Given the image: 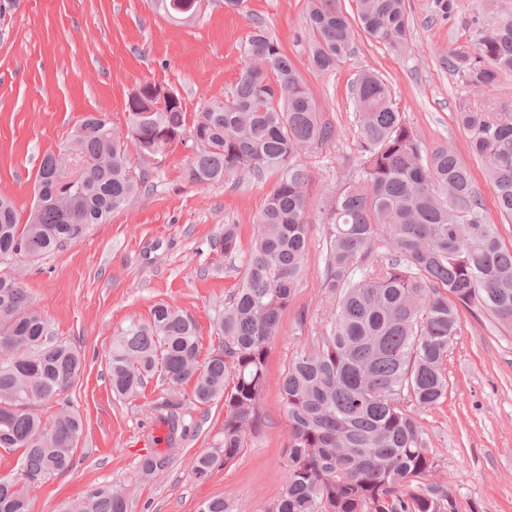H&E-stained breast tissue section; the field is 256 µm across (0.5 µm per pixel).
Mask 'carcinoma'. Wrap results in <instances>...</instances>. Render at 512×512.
I'll use <instances>...</instances> for the list:
<instances>
[{
    "label": "carcinoma",
    "mask_w": 512,
    "mask_h": 512,
    "mask_svg": "<svg viewBox=\"0 0 512 512\" xmlns=\"http://www.w3.org/2000/svg\"><path fill=\"white\" fill-rule=\"evenodd\" d=\"M175 22L195 18L200 0H153ZM309 68L326 74L351 50L356 30L396 52L408 47L405 0H307ZM448 70L482 91L512 75V10L498 11L471 45L448 51ZM357 115L358 180L327 195L325 287L334 313L317 344L288 366L281 396L290 421L281 496L271 512H454L451 484L433 479L421 413L448 396L445 363L460 330V309H476L512 331V248L476 190L471 172L446 147L423 154L421 138L394 103L386 79L363 71L352 88ZM127 131L83 115L58 151L43 158L35 203L20 223L0 195V448L21 451L14 478L0 479V512H29L27 492L68 470L84 432L69 408L44 425L38 411L84 371L81 352L52 334L21 281L25 260L83 238L144 194L129 152L163 156L192 142L187 178L222 183L240 174L276 181L236 287L218 322L220 346L199 363L195 322L158 304L146 323L131 322L112 340V392L130 396L157 375L193 382V398L224 400V424L212 448L193 460L202 480L233 462L260 421L267 351L306 270L307 189L299 157L336 141L281 45L257 25L232 91L187 119L182 98L143 95ZM457 123L469 152L486 169L500 218L512 222V106L484 112L460 105ZM220 251L239 250L234 227ZM384 246L387 252L378 251ZM168 402L170 437L186 430ZM121 491H94L64 512H128Z\"/></svg>",
    "instance_id": "1"
}]
</instances>
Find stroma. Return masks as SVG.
Segmentation results:
<instances>
[{
	"label": "stroma",
	"mask_w": 512,
	"mask_h": 512,
	"mask_svg": "<svg viewBox=\"0 0 512 512\" xmlns=\"http://www.w3.org/2000/svg\"><path fill=\"white\" fill-rule=\"evenodd\" d=\"M407 3L411 40L404 52L361 36L335 70L316 75L308 68L306 0H245L234 11L224 0H202L198 16L186 23L167 20L151 0H0V194L13 198L21 216L33 205L43 156L58 150L85 113L106 114L124 129L129 95L152 82L176 92L194 114L230 90L258 24L288 53L323 119L338 132L333 144L301 157L313 174L307 274L269 345L261 426L238 458L206 479L196 478L192 460L222 426L223 402L199 404L192 383L173 387L157 376L135 395L116 396L108 371L112 338L166 302L194 319L200 355L208 357L220 343L217 321L272 178L190 182L188 144L174 145L157 165L131 156L132 169L148 172L147 192L79 242L27 268L23 282L36 305L54 333L84 357L80 379L42 408V419L51 421L64 406L85 423L72 468L29 489L30 512H59L90 491L118 487L131 493L130 512H198L216 496L229 498L233 512H270L284 485L289 434L281 380L310 349L333 306L324 285V209L328 190L354 179L359 168L351 94L358 74L381 73L425 150H454L486 206L494 204L456 112L465 102L512 103V76L479 93L446 62L449 49L474 42L496 11L512 9V0ZM229 226L240 240L232 257L215 246ZM445 367L448 397L422 416L438 462L435 477L451 482L456 512H512V332L486 314L462 312ZM173 398L182 402L187 431L159 450L154 428ZM150 454L162 465L145 475L139 462Z\"/></svg>",
	"instance_id": "35a3bbf8"
}]
</instances>
